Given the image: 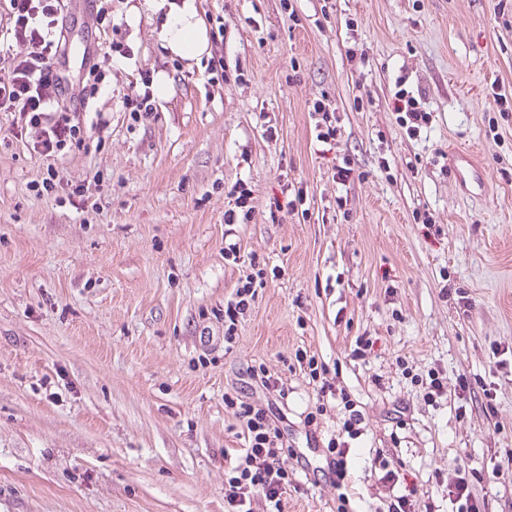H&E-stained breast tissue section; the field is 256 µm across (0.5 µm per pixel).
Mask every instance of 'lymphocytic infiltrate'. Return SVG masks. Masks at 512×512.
<instances>
[{
  "label": "lymphocytic infiltrate",
  "mask_w": 512,
  "mask_h": 512,
  "mask_svg": "<svg viewBox=\"0 0 512 512\" xmlns=\"http://www.w3.org/2000/svg\"><path fill=\"white\" fill-rule=\"evenodd\" d=\"M64 0H0V45L23 44L24 57L12 58L7 76L0 77V112L12 116V132L25 136L38 134L35 150L44 158L54 157L66 147L81 143L86 124L104 132L109 123L104 117L89 121L86 113L71 111L55 103L63 77L55 65L68 54L69 38L63 24ZM243 426L246 446L240 449L224 478V502L227 512H253L254 499H263L266 512H284L283 496L296 470L297 454L289 448L273 417L233 397H225ZM348 412L341 432L331 437L327 450L331 455L329 471L336 477L337 512H348L349 495L347 457L349 442L360 434L362 416L351 400H344Z\"/></svg>",
  "instance_id": "obj_1"
}]
</instances>
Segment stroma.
<instances>
[{"label": "stroma", "instance_id": "obj_1", "mask_svg": "<svg viewBox=\"0 0 512 512\" xmlns=\"http://www.w3.org/2000/svg\"><path fill=\"white\" fill-rule=\"evenodd\" d=\"M196 4L224 15L197 60L169 52L144 0H114L96 22L133 52L96 48L105 80L88 109L110 118L109 138L86 129L49 163L0 112V512H225L224 471L245 445L228 395L270 409L324 465L344 412L319 404L299 352L363 416L353 512H388L408 488L451 512L456 456L489 512H512V114L492 101L512 96V0H296L293 20L281 0ZM156 67L168 94L132 121L123 100ZM402 88L431 114L414 138L397 122ZM322 95L339 117L332 144L310 115ZM452 145L478 149L484 194L449 173ZM346 160L357 176L343 183ZM51 169L82 196H35ZM238 181L255 212L233 263L224 211ZM254 253L264 284L228 346L224 305ZM432 372L448 381L434 402ZM337 505L329 476L297 473L284 496V512Z\"/></svg>", "mask_w": 512, "mask_h": 512}]
</instances>
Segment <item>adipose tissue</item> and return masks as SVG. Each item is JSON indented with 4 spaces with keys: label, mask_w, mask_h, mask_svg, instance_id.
Instances as JSON below:
<instances>
[{
    "label": "adipose tissue",
    "mask_w": 512,
    "mask_h": 512,
    "mask_svg": "<svg viewBox=\"0 0 512 512\" xmlns=\"http://www.w3.org/2000/svg\"><path fill=\"white\" fill-rule=\"evenodd\" d=\"M148 6L153 12L165 15L163 38L171 53L194 59L205 51V25L195 0H148Z\"/></svg>",
    "instance_id": "1"
}]
</instances>
